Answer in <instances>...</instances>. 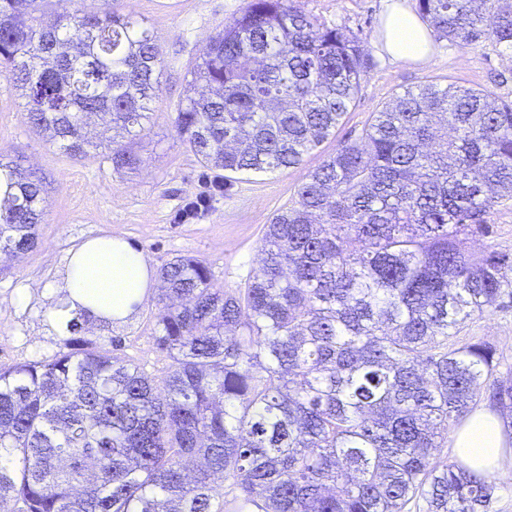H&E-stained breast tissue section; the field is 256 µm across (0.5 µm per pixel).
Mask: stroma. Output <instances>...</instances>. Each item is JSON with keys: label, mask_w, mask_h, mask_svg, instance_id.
<instances>
[{"label": "stroma", "mask_w": 512, "mask_h": 512, "mask_svg": "<svg viewBox=\"0 0 512 512\" xmlns=\"http://www.w3.org/2000/svg\"><path fill=\"white\" fill-rule=\"evenodd\" d=\"M396 1L417 7V0H298L320 24L357 34L370 66L335 136L306 156L302 167L244 174L228 188L181 144L173 122L188 95L191 62L246 0H83L89 14L114 11L144 19L162 49V84L150 121L135 139L143 163L134 172L114 170L101 154L77 160L47 144L28 129L23 99L0 75V154L18 158L47 192L38 246L16 259L0 255V366L48 359L63 349L65 334L44 320L52 302L45 287L59 279L69 249L82 240L122 237L155 268L177 256H193L208 265L215 287L241 288L258 271L266 224L294 204L307 172L339 143L355 139L395 93L433 81L485 89L512 101V55L491 45L463 47L436 38L425 62L391 59L382 49L381 20ZM489 222L491 235L470 238L469 251L479 254L492 246L512 253V201L495 206ZM22 290L29 296L23 305L17 301ZM155 311V297L147 296L125 323L109 328L87 323L78 337L134 359L146 374L162 378L169 360L155 343ZM459 337L492 344L499 361L494 378H511L512 296L503 297L489 315L467 320Z\"/></svg>", "instance_id": "35a3bbf8"}]
</instances>
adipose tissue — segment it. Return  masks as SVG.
Returning a JSON list of instances; mask_svg holds the SVG:
<instances>
[{
    "label": "adipose tissue",
    "instance_id": "ef3b65f1",
    "mask_svg": "<svg viewBox=\"0 0 512 512\" xmlns=\"http://www.w3.org/2000/svg\"><path fill=\"white\" fill-rule=\"evenodd\" d=\"M385 47L395 59H426L430 35L417 15L406 9L390 11L384 21ZM153 283V271L139 249L109 235L81 242L71 250L59 283V305L47 317L63 327L79 313L89 318L121 322L142 304ZM507 437L500 417L479 409L468 415L454 439L460 462L480 473L501 469Z\"/></svg>",
    "mask_w": 512,
    "mask_h": 512
}]
</instances>
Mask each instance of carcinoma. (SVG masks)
Returning a JSON list of instances; mask_svg holds the SVG:
<instances>
[{
  "label": "carcinoma",
  "mask_w": 512,
  "mask_h": 512,
  "mask_svg": "<svg viewBox=\"0 0 512 512\" xmlns=\"http://www.w3.org/2000/svg\"><path fill=\"white\" fill-rule=\"evenodd\" d=\"M436 34L512 54V0H417ZM370 59L361 38L295 0H248L190 68L174 126L200 162L297 168L336 132ZM142 19L49 14L0 0V73L29 128L75 159L133 170L160 87ZM267 225L245 288L177 257L163 283L160 380L93 343L0 368V501L25 512H487L495 486L437 465L480 398L512 419L495 350L448 340L512 295V253L466 236L512 200V101L427 82L395 94L310 171ZM41 183L0 155V252L33 250ZM198 460L193 475L186 458ZM224 477L227 491L215 484Z\"/></svg>",
  "instance_id": "1"
}]
</instances>
